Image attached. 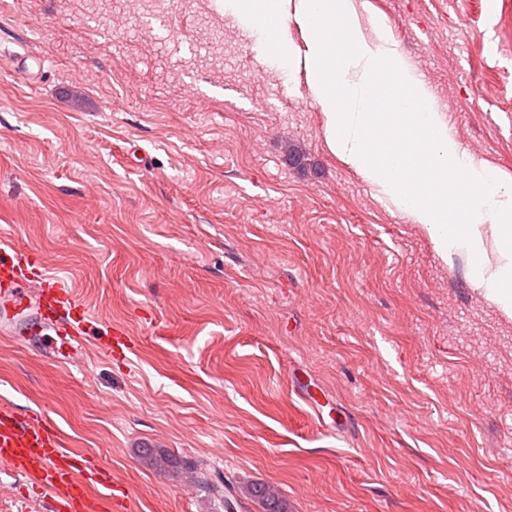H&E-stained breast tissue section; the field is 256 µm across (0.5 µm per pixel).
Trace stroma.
Returning <instances> with one entry per match:
<instances>
[{
  "instance_id": "stroma-1",
  "label": "stroma",
  "mask_w": 512,
  "mask_h": 512,
  "mask_svg": "<svg viewBox=\"0 0 512 512\" xmlns=\"http://www.w3.org/2000/svg\"><path fill=\"white\" fill-rule=\"evenodd\" d=\"M222 2L0 0V235L136 343L65 367L0 335V402L48 414L130 512H225L147 446L289 512H512V322L327 149L305 77ZM356 2L512 178V0ZM1 485L0 512H43ZM247 492L264 512H287L283 498L268 485L254 483L248 487Z\"/></svg>"
}]
</instances>
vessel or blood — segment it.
I'll return each instance as SVG.
<instances>
[{
  "mask_svg": "<svg viewBox=\"0 0 512 512\" xmlns=\"http://www.w3.org/2000/svg\"><path fill=\"white\" fill-rule=\"evenodd\" d=\"M0 334L38 341L66 364L83 357L92 334L86 307L64 279L47 273L36 250L0 240ZM0 465L40 492L47 512H97L89 485H111V472L66 452L58 429L44 416H18L0 403Z\"/></svg>",
  "mask_w": 512,
  "mask_h": 512,
  "instance_id": "obj_1",
  "label": "vessel or blood"
}]
</instances>
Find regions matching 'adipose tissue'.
Here are the masks:
<instances>
[{
    "label": "adipose tissue",
    "mask_w": 512,
    "mask_h": 512,
    "mask_svg": "<svg viewBox=\"0 0 512 512\" xmlns=\"http://www.w3.org/2000/svg\"><path fill=\"white\" fill-rule=\"evenodd\" d=\"M224 12L288 73L306 69L329 150L423 228L436 254L466 251L475 288L512 319V179L462 149L414 64L381 35H355L351 0H224Z\"/></svg>",
    "instance_id": "adipose-tissue-1"
}]
</instances>
